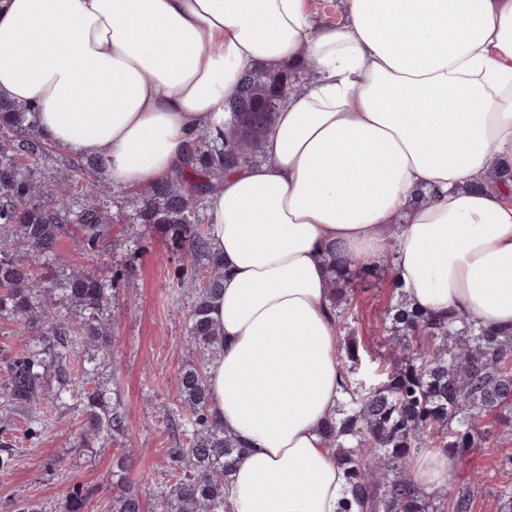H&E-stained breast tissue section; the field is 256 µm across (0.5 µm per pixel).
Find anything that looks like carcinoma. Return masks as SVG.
<instances>
[{"instance_id": "1", "label": "carcinoma", "mask_w": 512, "mask_h": 512, "mask_svg": "<svg viewBox=\"0 0 512 512\" xmlns=\"http://www.w3.org/2000/svg\"><path fill=\"white\" fill-rule=\"evenodd\" d=\"M309 63L293 71L256 67L244 75L237 96L224 106L232 125L197 133L176 168L138 190L130 224H162L183 254L177 285L195 295L187 312V331L197 361L177 377L185 444L171 450L169 487L159 500L161 512H224V481L245 447L224 434L209 412L206 371L219 333L210 316V299L223 288L224 264L208 247L203 204L221 187L224 175L263 158V136L278 109L269 106L277 93ZM41 133L35 110L0 100V314L41 330L33 344L4 356L8 373L5 402L29 418L27 435L39 436L48 422L37 406L74 391L75 366L82 365L80 344L112 356V327L102 311L131 268L110 267L94 275L75 266L62 282L37 274L32 253L47 263L59 260L57 244L76 232L90 257L105 255L112 226L124 220L123 204L112 187L100 184L93 194L82 179L99 168L92 162L70 164L67 173L47 180L36 176L54 154ZM329 288L336 305L349 398L342 416L324 428L329 447L347 473L359 512H471L467 491L452 496L427 494L413 481L409 460L423 448L461 454L480 445L494 447L512 433V331L477 327L458 315L436 320L401 300L389 309V348L378 354L380 371L365 376V355L351 331L348 290L355 280L393 277V270L371 260L349 270L328 254ZM62 293L82 311L81 319L62 316L55 307ZM82 441L106 431L121 436L124 414L105 405V395L83 388ZM129 460L121 455L112 471L116 491L112 512H143L140 489L128 479ZM92 492L74 486L66 512H89Z\"/></svg>"}]
</instances>
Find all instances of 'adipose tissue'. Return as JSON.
<instances>
[{
    "label": "adipose tissue",
    "mask_w": 512,
    "mask_h": 512,
    "mask_svg": "<svg viewBox=\"0 0 512 512\" xmlns=\"http://www.w3.org/2000/svg\"><path fill=\"white\" fill-rule=\"evenodd\" d=\"M0 0V99L113 185L166 177L256 66L316 80L205 202L224 262L211 413L246 448L226 512H351L323 437L345 400L324 251L391 265L410 307L512 328V0ZM415 483L455 457L425 448ZM310 2L319 23L339 24L343 22V5L339 0H310Z\"/></svg>",
    "instance_id": "ef3b65f1"
}]
</instances>
